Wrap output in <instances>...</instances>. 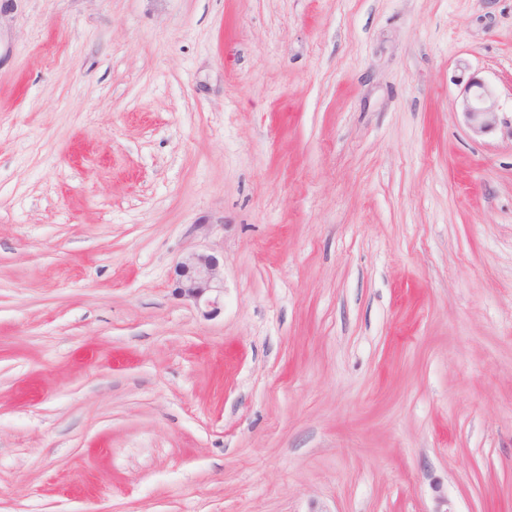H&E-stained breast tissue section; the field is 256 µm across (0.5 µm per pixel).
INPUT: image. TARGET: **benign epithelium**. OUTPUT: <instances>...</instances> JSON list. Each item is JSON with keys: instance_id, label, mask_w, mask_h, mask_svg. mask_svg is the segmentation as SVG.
Returning a JSON list of instances; mask_svg holds the SVG:
<instances>
[{"instance_id": "1", "label": "benign epithelium", "mask_w": 512, "mask_h": 512, "mask_svg": "<svg viewBox=\"0 0 512 512\" xmlns=\"http://www.w3.org/2000/svg\"><path fill=\"white\" fill-rule=\"evenodd\" d=\"M462 114L475 137L487 135L502 123L499 101L494 89L472 76L462 91ZM220 261L209 253L191 252L174 269V291L193 301L204 318H210L224 300V279L219 275Z\"/></svg>"}]
</instances>
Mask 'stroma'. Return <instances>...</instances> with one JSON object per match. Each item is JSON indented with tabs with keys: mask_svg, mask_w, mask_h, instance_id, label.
Returning a JSON list of instances; mask_svg holds the SVG:
<instances>
[{
	"mask_svg": "<svg viewBox=\"0 0 512 512\" xmlns=\"http://www.w3.org/2000/svg\"><path fill=\"white\" fill-rule=\"evenodd\" d=\"M472 73L512 0H0V512H512ZM220 261L209 253L191 252L174 269V291L192 300L203 318H210L224 300V279L219 275Z\"/></svg>",
	"mask_w": 512,
	"mask_h": 512,
	"instance_id": "obj_1",
	"label": "stroma"
}]
</instances>
